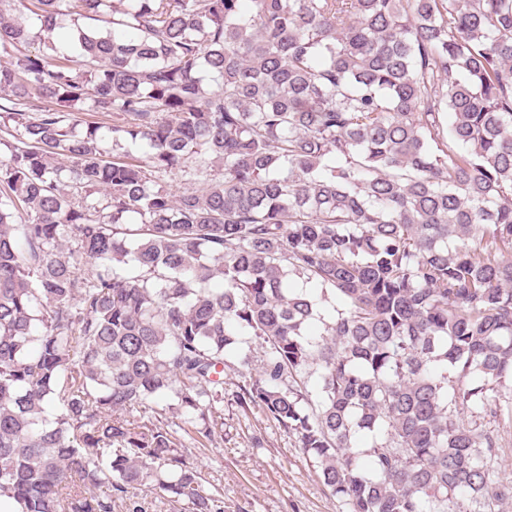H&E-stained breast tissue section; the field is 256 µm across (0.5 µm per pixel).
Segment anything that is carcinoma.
Listing matches in <instances>:
<instances>
[{
	"label": "carcinoma",
	"instance_id": "carcinoma-1",
	"mask_svg": "<svg viewBox=\"0 0 512 512\" xmlns=\"http://www.w3.org/2000/svg\"><path fill=\"white\" fill-rule=\"evenodd\" d=\"M242 2L0 0V496L225 512L228 368L343 512H512V0ZM503 437L504 460L501 467L494 473L495 481H512V427L506 425L501 431Z\"/></svg>",
	"mask_w": 512,
	"mask_h": 512
}]
</instances>
